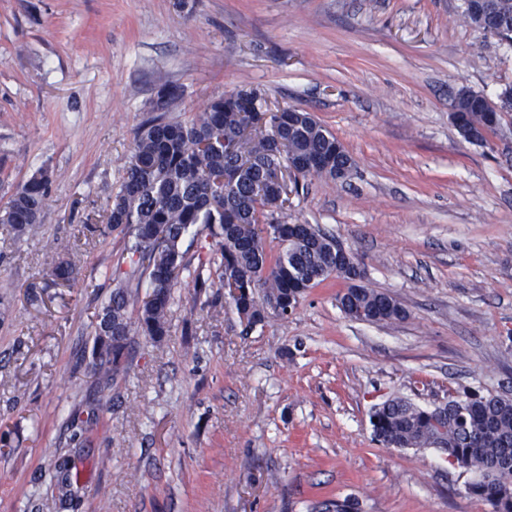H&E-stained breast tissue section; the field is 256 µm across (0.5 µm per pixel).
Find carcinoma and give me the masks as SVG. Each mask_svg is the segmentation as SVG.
Segmentation results:
<instances>
[{
    "label": "carcinoma",
    "instance_id": "obj_1",
    "mask_svg": "<svg viewBox=\"0 0 512 512\" xmlns=\"http://www.w3.org/2000/svg\"><path fill=\"white\" fill-rule=\"evenodd\" d=\"M461 16L477 30L512 43V0H463ZM182 98L176 86L165 87L158 100L167 112ZM450 119L468 142L484 144L502 115L484 95L461 88L450 98ZM286 144L276 153V141ZM301 165L304 180L335 179V169L352 170L354 162L336 136L315 117L288 106L266 113V100L255 88L241 89L209 102L187 120L149 118L134 135L119 190L94 227L101 237L114 233L128 238L126 254L117 265L129 264V279H146L145 293L121 285L112 290L97 315L91 359L93 372H117L132 339L140 334L153 343L170 335L173 290L184 272L194 271L199 288L213 283L202 268L191 269L182 250L189 228L201 224L217 239L215 260L220 287H244L249 294L229 296L236 311L247 314L250 329L268 312L281 317L299 299L331 275L348 279L353 255L340 256L336 238L312 224L279 220L286 210L278 189L269 183L274 165ZM51 178L41 168L19 186L0 210V224L15 238L35 232L41 223ZM279 252L270 257L268 243ZM46 275L73 287L79 275L75 262L51 257ZM339 308L352 320L392 323L407 317L392 295L350 285L337 296ZM374 439L406 448H434L456 459L457 466L481 479L473 496L492 512H512V484L495 483L494 465L512 471V401L467 392L450 401L448 413L437 415L398 398L371 414ZM57 487L67 501L74 473L69 461L58 464Z\"/></svg>",
    "mask_w": 512,
    "mask_h": 512
}]
</instances>
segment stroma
I'll use <instances>...</instances> for the list:
<instances>
[{"label":"stroma","instance_id":"stroma-1","mask_svg":"<svg viewBox=\"0 0 512 512\" xmlns=\"http://www.w3.org/2000/svg\"><path fill=\"white\" fill-rule=\"evenodd\" d=\"M462 0H0V209L37 169L45 217L0 229V512H491L433 449L374 441L369 415L472 390L512 394V112L486 145L449 118L460 88L512 84V46ZM191 117L241 87L315 114L354 160L306 182L288 223L333 235L407 319L345 317L344 279L249 329L216 289L174 288L170 334L135 336L111 382L84 358L126 279L120 235L85 227L119 188L158 94ZM80 260L73 288L46 249Z\"/></svg>","mask_w":512,"mask_h":512}]
</instances>
